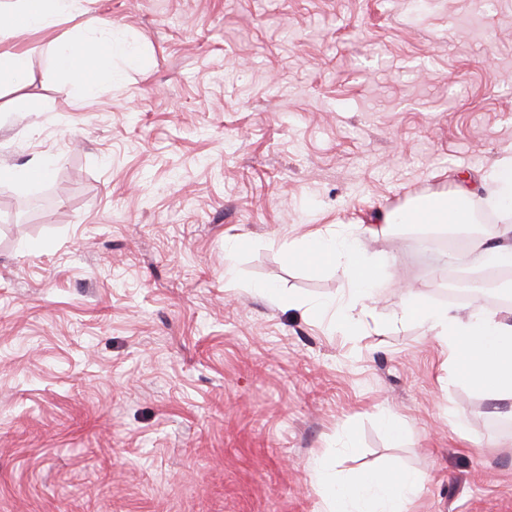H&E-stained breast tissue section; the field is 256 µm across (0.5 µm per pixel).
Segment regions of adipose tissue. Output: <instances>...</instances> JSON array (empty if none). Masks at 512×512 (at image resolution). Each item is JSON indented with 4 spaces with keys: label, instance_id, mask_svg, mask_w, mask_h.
Here are the masks:
<instances>
[{
    "label": "adipose tissue",
    "instance_id": "ef3b65f1",
    "mask_svg": "<svg viewBox=\"0 0 512 512\" xmlns=\"http://www.w3.org/2000/svg\"><path fill=\"white\" fill-rule=\"evenodd\" d=\"M75 0H15L9 9L0 8V88L24 85L30 59L19 46L23 36L45 32L60 19L73 21L70 38L57 41L53 57L56 73L78 81L81 103L92 102L99 79L112 76V61L136 56L127 34L111 22L84 20V8ZM490 189L480 201L466 193L418 201L411 207L385 216L388 224H435L452 231L465 230L473 222L475 206L494 211L500 219L495 239L471 238L474 250L501 269L512 270V160L501 162L489 176ZM290 258L310 266L337 265L348 288L340 299L313 303L314 312L342 327L357 328L368 303L386 279L388 262L367 256L352 231L329 228L310 233L300 243H289ZM405 317L426 322L435 330L442 346L457 367L451 382H462L482 390L497 402L512 401V311L500 314L475 310L461 315L430 306L414 291H407ZM325 512H409L421 485L413 472L391 467L383 471H359L336 478L321 469Z\"/></svg>",
    "mask_w": 512,
    "mask_h": 512
}]
</instances>
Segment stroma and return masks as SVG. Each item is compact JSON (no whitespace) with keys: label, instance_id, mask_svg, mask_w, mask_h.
<instances>
[{"label":"stroma","instance_id":"obj_1","mask_svg":"<svg viewBox=\"0 0 512 512\" xmlns=\"http://www.w3.org/2000/svg\"><path fill=\"white\" fill-rule=\"evenodd\" d=\"M141 49L90 104L29 35L0 91V512H320L315 460L418 473L413 512H512V415L446 384L402 316L461 302L467 244L384 226L411 200L485 194L512 153V0H93ZM40 102L28 111L26 100ZM351 226L389 263L350 331L256 294L334 300L340 269L288 242ZM228 237L246 239L233 258ZM392 415L393 437L381 424ZM58 162V158L54 156H46L36 161L34 165L25 169H17L15 167L0 168V180L8 182L33 183L41 179L47 178L53 171Z\"/></svg>","mask_w":512,"mask_h":512}]
</instances>
